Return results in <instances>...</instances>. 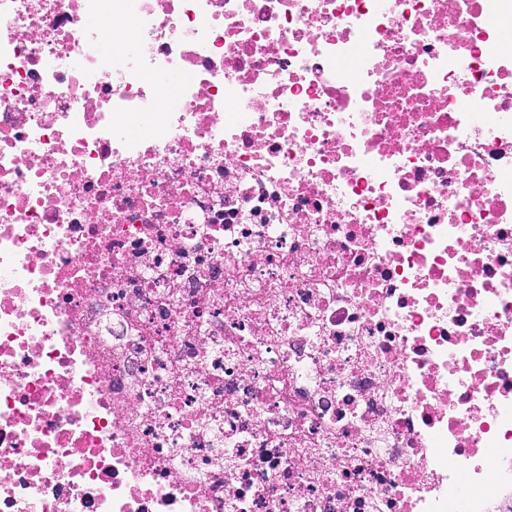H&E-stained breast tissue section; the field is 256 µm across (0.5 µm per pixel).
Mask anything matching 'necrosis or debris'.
<instances>
[{"mask_svg": "<svg viewBox=\"0 0 512 512\" xmlns=\"http://www.w3.org/2000/svg\"><path fill=\"white\" fill-rule=\"evenodd\" d=\"M0 512H512V0H0Z\"/></svg>", "mask_w": 512, "mask_h": 512, "instance_id": "1", "label": "necrosis or debris"}]
</instances>
